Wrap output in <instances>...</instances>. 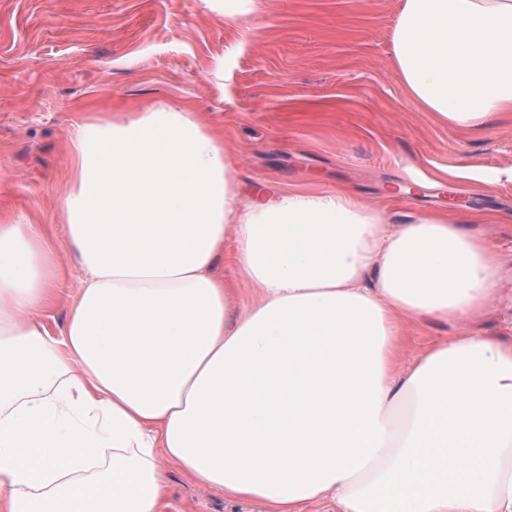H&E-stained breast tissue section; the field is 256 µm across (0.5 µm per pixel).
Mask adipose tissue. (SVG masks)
Wrapping results in <instances>:
<instances>
[{"mask_svg":"<svg viewBox=\"0 0 512 512\" xmlns=\"http://www.w3.org/2000/svg\"><path fill=\"white\" fill-rule=\"evenodd\" d=\"M391 53L442 123L512 112V0H400ZM68 141L59 332L52 239L0 224V512H160L163 461L263 512H512V336L397 361L404 322L493 308L483 236L444 210L389 223L342 184L241 197L182 105L81 113Z\"/></svg>","mask_w":512,"mask_h":512,"instance_id":"obj_1","label":"adipose tissue"}]
</instances>
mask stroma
<instances>
[{"mask_svg":"<svg viewBox=\"0 0 512 512\" xmlns=\"http://www.w3.org/2000/svg\"><path fill=\"white\" fill-rule=\"evenodd\" d=\"M399 0H260L230 23L224 0H0V224L44 225L66 273L43 321L75 297L60 198L74 111L103 117L189 104L233 159L243 196L346 185L394 223L447 206L487 216L480 233L507 272L477 320L403 329L402 362L461 330L512 334V112L480 129L438 124L390 55ZM161 512H244L162 466Z\"/></svg>","mask_w":512,"mask_h":512,"instance_id":"1","label":"stroma"}]
</instances>
